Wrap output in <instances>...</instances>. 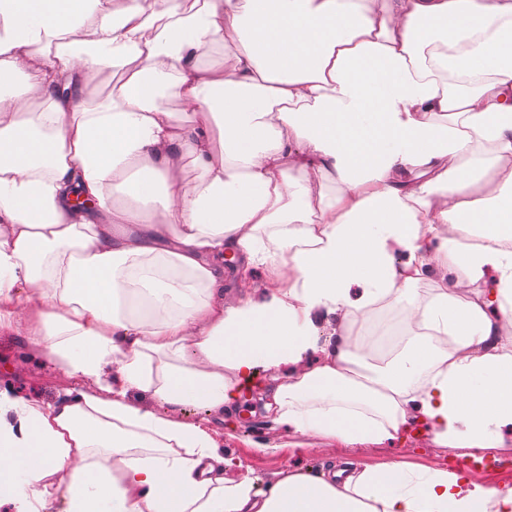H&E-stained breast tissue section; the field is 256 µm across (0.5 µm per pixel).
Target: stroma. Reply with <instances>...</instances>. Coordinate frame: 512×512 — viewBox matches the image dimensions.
I'll return each instance as SVG.
<instances>
[{
    "label": "stroma",
    "instance_id": "35a3bbf8",
    "mask_svg": "<svg viewBox=\"0 0 512 512\" xmlns=\"http://www.w3.org/2000/svg\"><path fill=\"white\" fill-rule=\"evenodd\" d=\"M75 386L40 348L22 337L0 334V391L59 403L68 399ZM275 387L272 373L261 368L252 382L241 386L232 415H214L196 407L175 410L174 415L209 425L224 455L242 463L263 483L281 471L314 473L352 460L371 465L397 462L419 470L445 466L452 472H468L486 486L512 490V429L502 431L496 448L444 447L421 425L392 443L346 445L311 433H293L263 418L257 399Z\"/></svg>",
    "mask_w": 512,
    "mask_h": 512
}]
</instances>
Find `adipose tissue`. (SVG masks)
Returning <instances> with one entry per match:
<instances>
[{
    "mask_svg": "<svg viewBox=\"0 0 512 512\" xmlns=\"http://www.w3.org/2000/svg\"><path fill=\"white\" fill-rule=\"evenodd\" d=\"M219 47L228 68L206 67ZM228 260L264 267L269 299L226 304ZM394 295L412 334L386 366L358 330L320 342L317 314ZM494 306L512 311V0H0V333L91 383L0 392V508L512 512L511 490L398 463L263 489L208 426L130 399L221 413L263 368L260 408L293 432L381 443L418 420L490 448L512 426Z\"/></svg>",
    "mask_w": 512,
    "mask_h": 512,
    "instance_id": "obj_1",
    "label": "adipose tissue"
}]
</instances>
